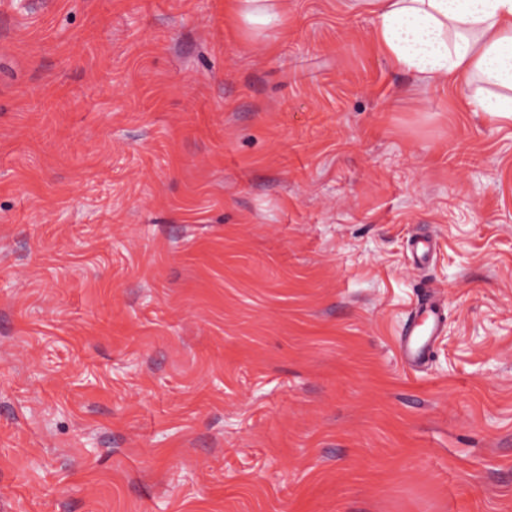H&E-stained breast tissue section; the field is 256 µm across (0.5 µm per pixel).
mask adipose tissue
<instances>
[{
	"instance_id": "adipose-tissue-1",
	"label": "adipose tissue",
	"mask_w": 512,
	"mask_h": 512,
	"mask_svg": "<svg viewBox=\"0 0 512 512\" xmlns=\"http://www.w3.org/2000/svg\"><path fill=\"white\" fill-rule=\"evenodd\" d=\"M393 68L474 85L475 112L512 120V0H361Z\"/></svg>"
}]
</instances>
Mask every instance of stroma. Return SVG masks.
Returning <instances> with one entry per match:
<instances>
[{"label": "stroma", "instance_id": "35a3bbf8", "mask_svg": "<svg viewBox=\"0 0 512 512\" xmlns=\"http://www.w3.org/2000/svg\"><path fill=\"white\" fill-rule=\"evenodd\" d=\"M279 15L0 0V512H512V121ZM422 288L425 289L418 297V302L410 314L404 337L399 344L400 359L405 366L412 370L419 369L425 364L429 343L434 336H437L442 324L440 308L432 290L434 287L424 285ZM423 314H427L430 320L428 334L425 339H421L419 334H416V329L420 326V317Z\"/></svg>", "mask_w": 512, "mask_h": 512}]
</instances>
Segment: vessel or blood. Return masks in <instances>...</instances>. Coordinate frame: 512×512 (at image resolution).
<instances>
[{"instance_id": "b4317fda", "label": "vessel or blood", "mask_w": 512, "mask_h": 512, "mask_svg": "<svg viewBox=\"0 0 512 512\" xmlns=\"http://www.w3.org/2000/svg\"><path fill=\"white\" fill-rule=\"evenodd\" d=\"M442 318L432 288H425L413 308L399 344L400 358L411 369L421 368L428 356L431 337L437 336Z\"/></svg>"}]
</instances>
